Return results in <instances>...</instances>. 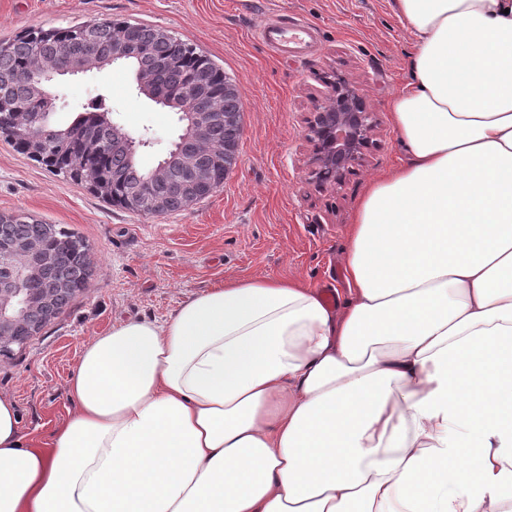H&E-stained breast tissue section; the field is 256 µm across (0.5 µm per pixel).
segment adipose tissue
Instances as JSON below:
<instances>
[{"label":"adipose tissue","instance_id":"ef3b65f1","mask_svg":"<svg viewBox=\"0 0 512 512\" xmlns=\"http://www.w3.org/2000/svg\"><path fill=\"white\" fill-rule=\"evenodd\" d=\"M392 8L344 303L221 281L94 336L46 439L0 395V512H512V0Z\"/></svg>","mask_w":512,"mask_h":512}]
</instances>
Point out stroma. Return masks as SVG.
Masks as SVG:
<instances>
[{"label":"stroma","instance_id":"1","mask_svg":"<svg viewBox=\"0 0 512 512\" xmlns=\"http://www.w3.org/2000/svg\"><path fill=\"white\" fill-rule=\"evenodd\" d=\"M268 17L311 22L314 46L299 58L276 56L255 34ZM103 19L158 27L208 55L239 87L243 134L223 188L159 217L113 207L0 141V213L78 232L93 260L89 288L23 348L0 355V394L16 401L23 431L40 438L67 415L84 345L113 326L165 319L223 279L298 277L344 299L358 201L371 176L403 158L388 101L405 77L409 43L391 0H0V40ZM337 75L357 86L377 128L363 161L330 186L312 174L307 134ZM132 85L129 73L110 68L61 79L50 89L51 122L71 125L104 95L115 123L150 138L138 156L150 168L171 149L177 116Z\"/></svg>","mask_w":512,"mask_h":512}]
</instances>
